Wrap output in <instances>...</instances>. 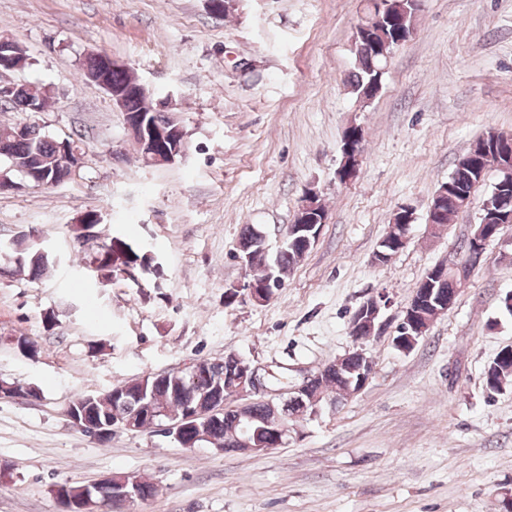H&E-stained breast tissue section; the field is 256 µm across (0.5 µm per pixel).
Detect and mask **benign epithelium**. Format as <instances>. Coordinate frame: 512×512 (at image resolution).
Here are the masks:
<instances>
[{
  "label": "benign epithelium",
  "mask_w": 512,
  "mask_h": 512,
  "mask_svg": "<svg viewBox=\"0 0 512 512\" xmlns=\"http://www.w3.org/2000/svg\"><path fill=\"white\" fill-rule=\"evenodd\" d=\"M410 8L403 7L401 0H380L378 12L367 19L368 25L386 20L391 24H402L407 18L409 10L420 12L422 0H408ZM126 128L139 130L143 144V162L147 165H170L187 155L188 145L182 143L173 147L172 131L162 127L146 125L141 118H125ZM61 152L66 159L70 175H75L83 165V156L70 145H61ZM363 162V154L355 149L352 143L341 146V161L336 170V178L342 183L350 182L358 173ZM494 167L503 175V181L512 179V141L505 139L498 142V162ZM318 193L308 190L302 197L296 213L298 230L308 231L304 236L305 248H310L316 241L322 224L326 223L327 215L316 207ZM414 210L408 205H401L395 209L394 214L399 216V223L390 224L388 232L382 240V245L399 250L409 241L408 231L413 221ZM479 218L483 223L479 228L467 236L468 249L463 254H454L448 257V261L438 264L428 272V277L423 279L415 288L411 299L403 308L398 333L397 346L402 350L413 347L419 338L424 336L434 322V318L422 313L427 306H437L445 313L450 309L459 294V289L466 283L471 273L480 265L485 257L487 247L498 239L501 228L506 224H512V209L506 207L501 200L491 197L484 199ZM452 282L454 289L441 288L442 283ZM265 289L256 287L249 282L243 286L233 285L224 291V296L238 300L244 297L253 302L260 301V295ZM387 307V300L379 295L368 299L355 312L356 326L361 330L374 335L383 327L381 321L382 311ZM229 362L228 375L236 384L238 406L234 409L238 422L242 425L240 433L232 441V447L222 449L224 453L236 452H261L285 444L291 431L289 421L295 419V415L304 414L310 404L315 402L313 387L316 382L330 372L322 369L313 376H308L304 381L291 389L273 390L268 386L267 376L270 371L264 370L251 361L236 354L229 353L226 357ZM333 370L337 373L351 374L353 393H358L367 384L371 371V363L361 350L348 352L332 362ZM267 394L266 402L271 407V413L263 421L262 431L266 437L261 438L251 432L248 422L251 420V406L257 402L256 396ZM216 410H204L199 407L190 408L184 417L177 421L160 418L161 410H149L139 415H132L120 419L118 427L128 431L159 430L167 437L182 441L185 432L194 434V441L202 442L207 438L204 433L209 418ZM73 427L80 431L91 432L95 435L108 434V426L90 420L80 418L74 412L68 414ZM110 488V503L113 512H122L127 504H132L142 499V486L136 478H123L121 480L106 477L98 482L85 484L78 488L64 487L56 493V497L64 506L63 512H97L98 504L93 500L97 492L103 487Z\"/></svg>",
  "instance_id": "7a95c632"
}]
</instances>
